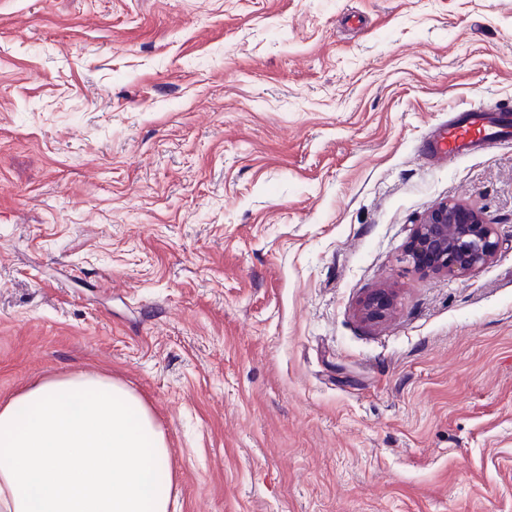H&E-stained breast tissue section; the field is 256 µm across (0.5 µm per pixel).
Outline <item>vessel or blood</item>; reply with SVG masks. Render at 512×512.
Instances as JSON below:
<instances>
[{"mask_svg": "<svg viewBox=\"0 0 512 512\" xmlns=\"http://www.w3.org/2000/svg\"><path fill=\"white\" fill-rule=\"evenodd\" d=\"M509 140L512 112L504 110L497 116L484 112L452 115L427 139L421 155L431 163L454 161Z\"/></svg>", "mask_w": 512, "mask_h": 512, "instance_id": "obj_1", "label": "vessel or blood"}]
</instances>
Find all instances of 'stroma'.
Masks as SVG:
<instances>
[{"mask_svg":"<svg viewBox=\"0 0 512 512\" xmlns=\"http://www.w3.org/2000/svg\"><path fill=\"white\" fill-rule=\"evenodd\" d=\"M508 102L512 0H0V402L122 381L170 512H512V144L419 154ZM448 226L453 228L448 233ZM496 224L460 201L433 206L416 225L403 260L426 274L452 277L487 265L496 255ZM392 300L391 293L385 289L370 292L361 302V313L368 321H379L387 314Z\"/></svg>","mask_w":512,"mask_h":512,"instance_id":"1","label":"stroma"}]
</instances>
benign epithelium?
<instances>
[{
	"mask_svg": "<svg viewBox=\"0 0 512 512\" xmlns=\"http://www.w3.org/2000/svg\"><path fill=\"white\" fill-rule=\"evenodd\" d=\"M498 246L497 227L481 210L447 200L433 206L416 225L403 260L426 274L452 277L487 265ZM391 304V293L379 289L364 297L361 313L368 321H379Z\"/></svg>",
	"mask_w": 512,
	"mask_h": 512,
	"instance_id": "1",
	"label": "benign epithelium"
}]
</instances>
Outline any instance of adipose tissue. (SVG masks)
Here are the masks:
<instances>
[{
  "mask_svg": "<svg viewBox=\"0 0 512 512\" xmlns=\"http://www.w3.org/2000/svg\"><path fill=\"white\" fill-rule=\"evenodd\" d=\"M178 483L143 399L95 374L0 405V512H169Z\"/></svg>",
  "mask_w": 512,
  "mask_h": 512,
  "instance_id": "obj_1",
  "label": "adipose tissue"
}]
</instances>
